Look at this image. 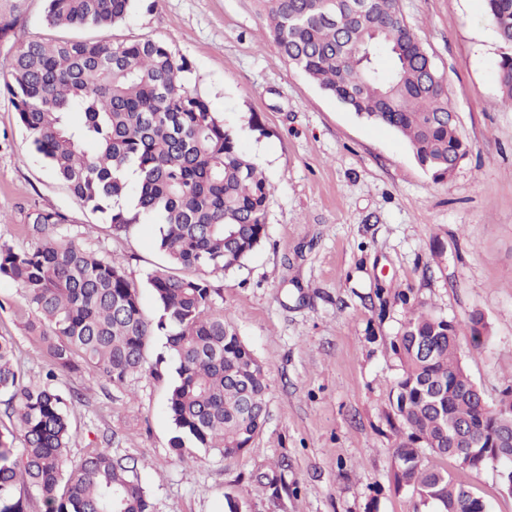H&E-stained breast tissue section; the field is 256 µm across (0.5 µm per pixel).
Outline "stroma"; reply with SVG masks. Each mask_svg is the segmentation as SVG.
Wrapping results in <instances>:
<instances>
[{"mask_svg":"<svg viewBox=\"0 0 512 512\" xmlns=\"http://www.w3.org/2000/svg\"><path fill=\"white\" fill-rule=\"evenodd\" d=\"M46 0H27L18 26L44 42L97 37L50 25ZM400 9L443 73L469 153L436 183L403 138L358 117L290 65L271 42L257 0H137L114 40L152 38L185 59L187 85L206 99L274 186L267 235L242 268L211 275L214 311L226 315L262 361L268 417L232 461L201 448L180 458L165 411L173 382L166 338H151L146 371L116 387L80 371L62 390L79 462L103 432L114 457L138 463L155 512H415L394 485L387 423L402 374L392 345L412 309L453 321L482 312L487 341L458 342L488 402L512 383V108L497 78L498 40L485 0H400ZM64 213L87 246L123 257L142 309H158L147 276L167 260L158 227L114 233L106 215L81 206L31 149L0 94V243L27 245L34 209ZM35 317L18 286L0 279V335L21 351L28 382L46 359L29 335ZM161 377H153V369ZM482 496L489 512H512L498 473L436 459Z\"/></svg>","mask_w":512,"mask_h":512,"instance_id":"stroma-1","label":"stroma"}]
</instances>
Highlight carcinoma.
<instances>
[{
    "label": "carcinoma",
    "instance_id": "cac0c4a2",
    "mask_svg": "<svg viewBox=\"0 0 512 512\" xmlns=\"http://www.w3.org/2000/svg\"><path fill=\"white\" fill-rule=\"evenodd\" d=\"M136 0H47L49 24L111 29ZM259 0L273 43L323 92L368 121L400 134L435 183L468 154L432 56L404 20L399 0ZM500 45L502 101L512 108V0H486ZM25 0H0V40L16 36ZM186 62L160 40L68 39L20 43L0 89L34 152L92 212L126 230L159 225L169 265L148 275L158 307L152 321L120 258L84 247L60 212L28 215L30 243H0V278L15 282L39 314L27 323L48 358L47 382H23L19 350L0 336V395L14 430L0 428V512H153L137 464L92 448L74 467L60 377L84 369L123 384L145 369V350L162 332L175 362L166 408L172 448H204L229 460L252 447L267 417L264 366L231 320L212 313L207 276L239 268L267 232L274 187L241 149L208 101L185 85ZM135 165L130 181L125 169ZM474 344L488 332L469 315ZM458 324L425 306L404 324L393 351L402 376L392 388L389 423L397 489L431 512H488L486 501L426 455L473 451L472 469L490 466L486 444L457 438L462 423L512 428V384L491 413L461 390L471 380L456 343Z\"/></svg>",
    "mask_w": 512,
    "mask_h": 512
}]
</instances>
